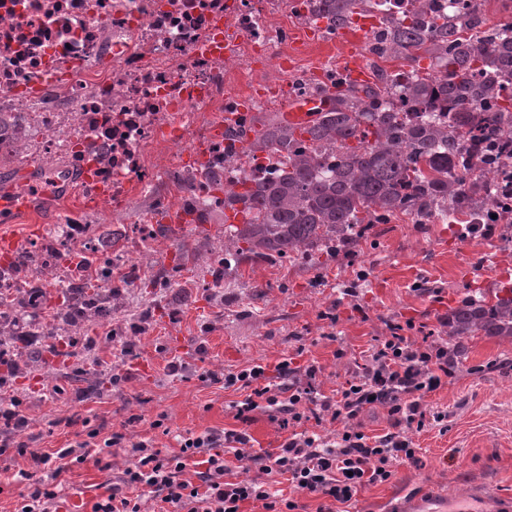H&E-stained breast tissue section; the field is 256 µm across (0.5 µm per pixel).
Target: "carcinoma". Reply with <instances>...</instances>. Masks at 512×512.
Returning <instances> with one entry per match:
<instances>
[{"label":"carcinoma","mask_w":512,"mask_h":512,"mask_svg":"<svg viewBox=\"0 0 512 512\" xmlns=\"http://www.w3.org/2000/svg\"><path fill=\"white\" fill-rule=\"evenodd\" d=\"M310 15L336 31L360 13L375 14L374 0H306ZM371 51L402 59L410 70L379 71L378 83L349 87L328 98L319 118L301 131L280 115L260 126H230L225 138L243 143L242 153L279 156L266 180L246 177L224 190V207L242 214L224 223V269L249 257H281L306 251L336 254L358 229L387 224L397 213L419 219H457L480 194L467 179L460 139L476 130L479 141L512 132V98L500 94L491 69L512 75V23L485 31L474 17L450 20L425 4L399 18L380 17ZM441 59L440 71L423 72L419 61ZM62 303L52 314L62 335L22 325L36 337L22 352L0 357L6 377L42 361L55 343L72 340L108 305L89 309L101 288H57ZM448 358H461L476 336L512 339V289L489 288L463 298L443 317Z\"/></svg>","instance_id":"carcinoma-1"}]
</instances>
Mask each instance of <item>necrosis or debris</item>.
I'll list each match as a JSON object with an SVG mask.
<instances>
[{"label":"necrosis or debris","mask_w":512,"mask_h":512,"mask_svg":"<svg viewBox=\"0 0 512 512\" xmlns=\"http://www.w3.org/2000/svg\"><path fill=\"white\" fill-rule=\"evenodd\" d=\"M274 14L304 16L302 0H0V155L20 157L37 176L25 197L35 207L81 186L115 205L131 190L155 193L146 156L158 132L175 125L171 147L197 153L180 172L184 194L216 208L207 178L230 184L268 177L274 160L239 165L223 139L198 122L202 112H237L226 88L231 69L257 49L284 46L288 28ZM470 177L490 205L468 223H512V161H488L464 138ZM149 226L127 232L80 215L65 217L35 245L0 264V295L30 298L42 283L94 277L111 287L117 267L135 266Z\"/></svg>","instance_id":"obj_1"}]
</instances>
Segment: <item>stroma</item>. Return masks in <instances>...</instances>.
I'll return each mask as SVG.
<instances>
[{
	"mask_svg": "<svg viewBox=\"0 0 512 512\" xmlns=\"http://www.w3.org/2000/svg\"><path fill=\"white\" fill-rule=\"evenodd\" d=\"M306 29L299 20L288 22L287 78L277 75L268 54L234 71L230 92L239 95L254 84L283 89L291 79L318 87L320 73L342 64L348 47L324 34L308 38ZM148 159L161 170V197L132 191L106 219L154 226L156 239L138 259L137 279L115 269L112 315L87 329L99 338L97 349H72L63 363L48 357L0 385L28 420L26 428L8 432L12 441L52 453L85 439L91 427L124 434V447L113 449L109 463L71 462L64 498L81 512H91L102 483L134 462L133 446L141 441L152 440L167 453L178 452L176 435L214 429L246 433L256 449L284 441L285 431L267 413L236 420L231 404L239 394L215 384L216 376L250 362L272 368L290 357L300 369L316 366L314 384L329 395L349 378L361 353L387 336L388 323L413 322L417 341L420 327L437 328L439 317L467 292L512 288V241L499 239L497 225L470 235L461 224L438 218L419 224L405 214L374 225L333 256L256 257L239 271L220 272L213 256L224 247L223 209H215L208 224L167 222L166 213L183 206L176 174L187 163L163 139ZM90 211L76 187L52 209L15 212L0 222V234L34 242L69 213ZM329 313L336 325H328ZM174 361L181 365L176 373ZM78 368L95 385L90 396L78 392L72 378ZM426 402L445 419L414 434L417 461L397 466L389 482L366 487L349 512H403L409 492H479L497 512H512V345L476 337L463 362L450 367L447 384ZM158 419L164 429L153 428ZM22 470L41 478L50 473L26 456L0 461V512H15L30 492L18 476Z\"/></svg>",
	"mask_w": 512,
	"mask_h": 512,
	"instance_id": "stroma-1",
	"label": "stroma"
}]
</instances>
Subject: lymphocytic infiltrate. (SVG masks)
Returning a JSON list of instances; mask_svg holds the SVG:
<instances>
[{"mask_svg":"<svg viewBox=\"0 0 512 512\" xmlns=\"http://www.w3.org/2000/svg\"><path fill=\"white\" fill-rule=\"evenodd\" d=\"M389 334L365 356L336 393L326 396L310 385L293 383L291 359L276 366L279 383L269 381L259 364H248L225 374L224 385L243 391L233 408L238 420L248 421L254 411L268 413L280 429L289 433L275 451L256 450L245 433L209 430L180 437V450L165 454L151 441L139 442L136 460L113 477L92 512H243L247 503L261 505L263 512H297L298 496L320 500L318 512H333V504H347L362 488L388 482L395 466L416 458L406 432L423 430L441 421L423 401L426 393L441 387L448 376V347L435 336L422 341L405 336L401 324H389ZM375 405L386 407L392 429L366 435L361 414ZM339 424L334 439L323 438L307 423ZM124 440L122 433L100 436L92 430L77 446L55 455L30 454L25 443H0V456L32 455L35 463L52 465L51 478L24 496L16 512H52L62 497L61 475L70 456L79 460L101 459ZM234 445L238 461L256 469L257 477L231 476L224 459L225 445ZM194 478H186L188 467ZM286 480L289 488L277 487Z\"/></svg>","mask_w":512,"mask_h":512,"instance_id":"f902f5d3","label":"lymphocytic infiltrate"}]
</instances>
